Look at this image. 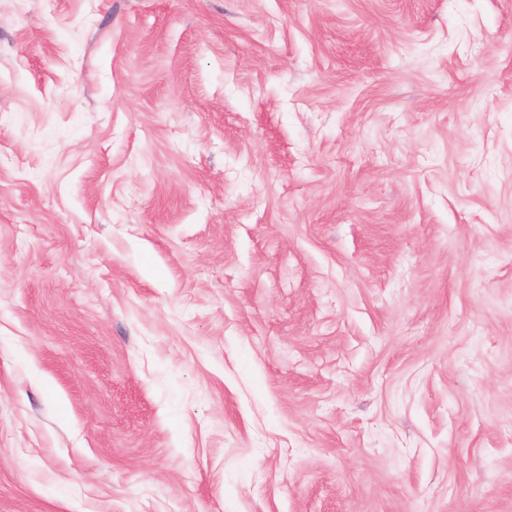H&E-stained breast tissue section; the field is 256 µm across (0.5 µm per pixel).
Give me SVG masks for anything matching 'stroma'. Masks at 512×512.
<instances>
[{
	"instance_id": "35a3bbf8",
	"label": "stroma",
	"mask_w": 512,
	"mask_h": 512,
	"mask_svg": "<svg viewBox=\"0 0 512 512\" xmlns=\"http://www.w3.org/2000/svg\"><path fill=\"white\" fill-rule=\"evenodd\" d=\"M0 512H512V0H0Z\"/></svg>"
}]
</instances>
